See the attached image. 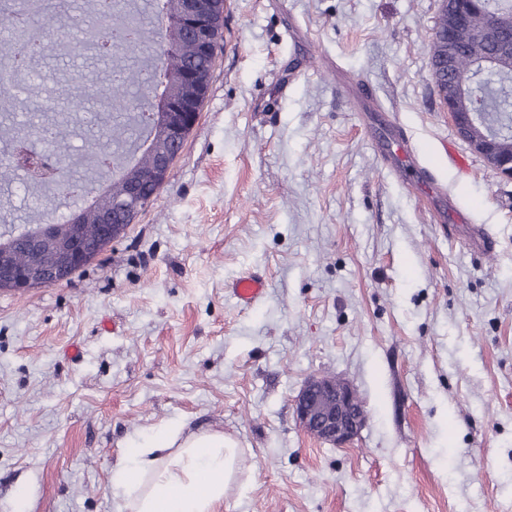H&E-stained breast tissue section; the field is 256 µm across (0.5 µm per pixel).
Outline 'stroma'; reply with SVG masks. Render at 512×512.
Listing matches in <instances>:
<instances>
[{
	"label": "stroma",
	"mask_w": 512,
	"mask_h": 512,
	"mask_svg": "<svg viewBox=\"0 0 512 512\" xmlns=\"http://www.w3.org/2000/svg\"><path fill=\"white\" fill-rule=\"evenodd\" d=\"M439 0H224L223 48L156 200L70 282L0 290V512H117L112 467L173 422L242 454L220 512H512V180L456 133L430 67ZM93 83V50L35 63ZM412 143L395 176L341 81ZM73 149L98 135L93 105ZM6 221L74 198L14 181ZM491 242L474 254L469 226ZM263 299L239 306L233 281ZM331 376L366 419L299 425ZM265 282L260 277L243 276L231 288L232 295L244 307L253 306L265 293ZM301 427L320 440L342 445L358 435L365 414L354 389L335 377L310 378L295 398Z\"/></svg>",
	"instance_id": "stroma-1"
}]
</instances>
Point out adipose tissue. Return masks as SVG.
Instances as JSON below:
<instances>
[{"label": "adipose tissue", "instance_id": "1", "mask_svg": "<svg viewBox=\"0 0 512 512\" xmlns=\"http://www.w3.org/2000/svg\"><path fill=\"white\" fill-rule=\"evenodd\" d=\"M239 450L219 431L176 425L126 449L112 470L119 512H219Z\"/></svg>", "mask_w": 512, "mask_h": 512}]
</instances>
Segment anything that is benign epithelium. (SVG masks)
Listing matches in <instances>:
<instances>
[{
	"mask_svg": "<svg viewBox=\"0 0 512 512\" xmlns=\"http://www.w3.org/2000/svg\"><path fill=\"white\" fill-rule=\"evenodd\" d=\"M483 0H441V10L448 15V31L437 34L430 46L431 72L438 85H447L441 94L458 135L482 155L487 165L502 177L512 179V154L498 149L499 135L487 126L484 113L473 102L474 70L458 67L461 49L456 35L464 30L471 40L481 42L493 25L477 26L471 16ZM184 25L197 35L204 51L214 47V33L224 20L223 0H184ZM492 50L483 55L475 66L481 70L512 73V32L497 33L491 40ZM198 120V113L172 106L164 114L165 136L173 144H185ZM173 160L167 152L155 156L151 178L158 185L166 182ZM139 189L128 190L131 203L125 205V222L112 223L110 216L101 219L103 231L96 240H87L74 232L67 241L53 243L46 249L41 242L51 233V226H41L30 237V250L35 260L19 267L12 248L0 246V288L25 292L32 288L69 281L74 273L95 261L106 247L124 238L141 213ZM296 417L301 427L320 440L342 445L358 435L365 414L354 389L346 382L328 376L310 378L295 398Z\"/></svg>",
	"mask_w": 512,
	"mask_h": 512,
	"instance_id": "obj_1",
	"label": "benign epithelium"
}]
</instances>
